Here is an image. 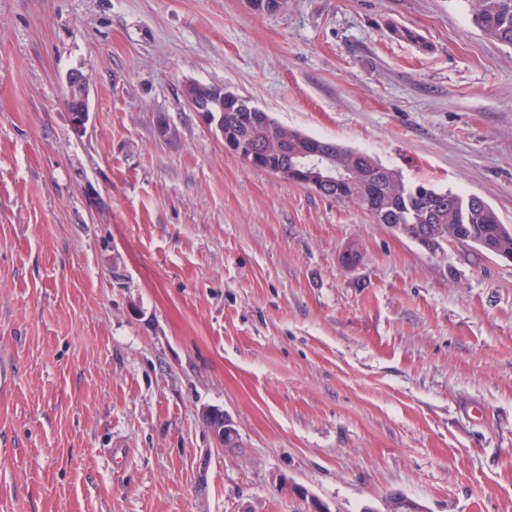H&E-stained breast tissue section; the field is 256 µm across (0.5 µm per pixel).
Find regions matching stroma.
<instances>
[{"label": "stroma", "instance_id": "35a3bbf8", "mask_svg": "<svg viewBox=\"0 0 512 512\" xmlns=\"http://www.w3.org/2000/svg\"><path fill=\"white\" fill-rule=\"evenodd\" d=\"M190 82L512 226L470 0H0V512H512V261L244 165ZM67 99L72 124L76 130H82L89 118V100L86 79L79 72L71 73L66 80ZM208 426L220 447L230 448L237 443V431L232 419L220 410H207Z\"/></svg>", "mask_w": 512, "mask_h": 512}]
</instances>
